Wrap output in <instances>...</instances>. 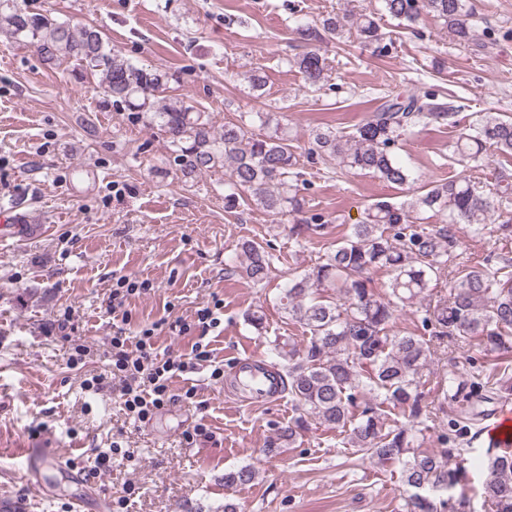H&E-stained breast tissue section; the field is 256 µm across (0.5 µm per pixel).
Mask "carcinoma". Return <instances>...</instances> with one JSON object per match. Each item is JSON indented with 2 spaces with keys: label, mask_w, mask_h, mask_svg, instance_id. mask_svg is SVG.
Listing matches in <instances>:
<instances>
[{
  "label": "carcinoma",
  "mask_w": 512,
  "mask_h": 512,
  "mask_svg": "<svg viewBox=\"0 0 512 512\" xmlns=\"http://www.w3.org/2000/svg\"><path fill=\"white\" fill-rule=\"evenodd\" d=\"M384 10L410 27L423 13L444 21L459 42L472 38L474 7L470 0H383ZM322 28L337 34L356 29L360 38L381 48L383 33L367 14L329 15ZM0 34L16 42H31L47 64L63 59L78 62L81 72L99 78L104 101L121 103L131 112H151L169 136L173 162L185 179L216 167L229 170L224 182V206L232 209L247 192L273 215L297 213L299 196L296 146L281 129L274 112H257L261 125L275 123L277 133L258 138L245 119L224 122L214 133L210 117L181 94L172 93L177 76L167 70L140 66L115 53L103 32L94 26L76 28L34 10L26 0H0ZM309 87L324 79L325 59L316 49L293 60ZM454 113L432 96L391 100L366 116L350 132L317 130L313 151L338 162L347 171H367L382 181L417 184L409 170L391 154L402 133L431 121L455 124ZM512 155V120L484 112L458 130L452 156L468 167L480 166L489 150ZM432 211L442 226L426 232L415 225L416 215ZM501 219L497 231L512 236V176L500 173L486 190L461 174L444 183L428 181L413 189L409 202H376L364 219L352 224L335 247L304 273L288 280L277 295L282 312L303 328V342L274 341L275 361L288 377V395L297 417L284 430L293 441L308 420L328 429L348 430V442L364 458L397 464L410 495L406 512H471L465 495L453 491L466 478L458 457L449 448L421 450L424 415L421 380L431 359V340L467 344L479 340L486 349L512 353V258L472 262L460 252L455 225L465 224L481 235L492 217ZM245 273L254 283L265 282L275 260L270 245L242 244ZM390 274L388 291L380 296L370 288L369 274ZM451 276L449 294L425 307L422 328L426 340L397 327L398 313L422 298L428 283ZM336 292V297L327 295ZM438 396L459 407L458 416L476 421L489 416L478 409L512 394V381L478 371L462 372L457 364L438 385ZM474 465L486 472L482 486L484 512H512V450L488 448ZM251 466L224 473V484L252 482ZM448 498L437 500V494Z\"/></svg>",
  "instance_id": "1"
}]
</instances>
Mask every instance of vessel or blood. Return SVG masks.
I'll return each instance as SVG.
<instances>
[{"label": "vessel or blood", "instance_id": "obj_1", "mask_svg": "<svg viewBox=\"0 0 512 512\" xmlns=\"http://www.w3.org/2000/svg\"><path fill=\"white\" fill-rule=\"evenodd\" d=\"M233 393L239 401L247 403L280 401L283 393L282 377L262 355L249 352L236 360L233 376ZM484 432L490 444L507 448L512 446V410L501 408ZM27 474L32 483L41 481L40 467L52 461L48 449H25Z\"/></svg>", "mask_w": 512, "mask_h": 512}]
</instances>
